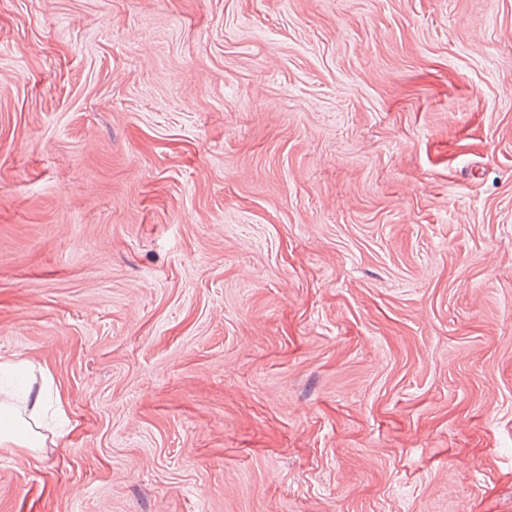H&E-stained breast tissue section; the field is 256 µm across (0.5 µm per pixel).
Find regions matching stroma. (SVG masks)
Wrapping results in <instances>:
<instances>
[{
  "mask_svg": "<svg viewBox=\"0 0 512 512\" xmlns=\"http://www.w3.org/2000/svg\"><path fill=\"white\" fill-rule=\"evenodd\" d=\"M0 512H512V0H0ZM30 395L31 403H30ZM30 415L23 417L13 407L0 403V446L14 445L18 448H42L45 436L39 431L36 417L39 411L50 401V396L39 388L27 396Z\"/></svg>",
  "mask_w": 512,
  "mask_h": 512,
  "instance_id": "obj_1",
  "label": "stroma"
}]
</instances>
